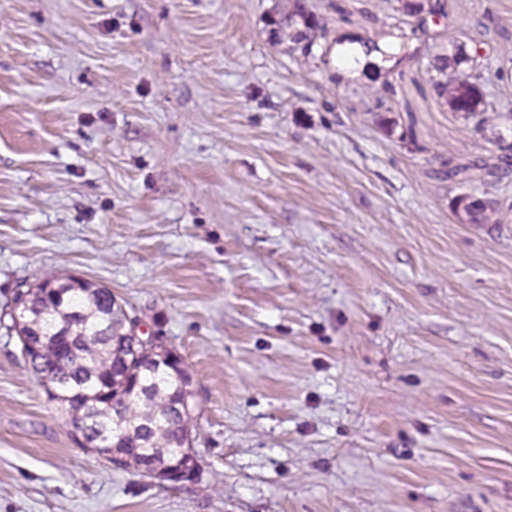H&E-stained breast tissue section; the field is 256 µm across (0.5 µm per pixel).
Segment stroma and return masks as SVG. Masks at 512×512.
<instances>
[{"instance_id":"obj_1","label":"stroma","mask_w":512,"mask_h":512,"mask_svg":"<svg viewBox=\"0 0 512 512\" xmlns=\"http://www.w3.org/2000/svg\"><path fill=\"white\" fill-rule=\"evenodd\" d=\"M341 29L382 0H312ZM272 0H0V317L95 281L191 376L199 475L77 446L0 327V512H512V0L480 30L503 117L477 130L404 66L386 115L270 39ZM195 472V469L188 470L177 464L161 462L153 464L149 471H145V474L151 479L176 485L185 482Z\"/></svg>"}]
</instances>
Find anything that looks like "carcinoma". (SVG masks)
<instances>
[{"mask_svg": "<svg viewBox=\"0 0 512 512\" xmlns=\"http://www.w3.org/2000/svg\"><path fill=\"white\" fill-rule=\"evenodd\" d=\"M426 7L427 18L410 32H401L397 46L380 45L385 31L358 39L340 36L330 21L317 15L302 37L286 26L280 33L294 43L290 53L297 55V62L314 71L329 68L334 60L357 64L361 52H380L384 66L378 76L383 82L372 95L376 108L387 112V101L397 94L394 73L415 57L417 49L410 41L416 40L426 46L434 72L431 89L441 105L477 128L500 118L475 77L461 81L468 69L466 52L473 47L448 50L441 33L443 26H452L445 0H426ZM17 299L26 335L38 344L31 367L39 382H52L49 400L59 405L67 421L86 425L101 447L126 454L136 464L147 456L183 458L193 423V409L180 407L183 380L158 363L135 358L126 314L110 289L90 280L76 287L73 278L50 272Z\"/></svg>", "mask_w": 512, "mask_h": 512, "instance_id": "carcinoma-1", "label": "carcinoma"}]
</instances>
